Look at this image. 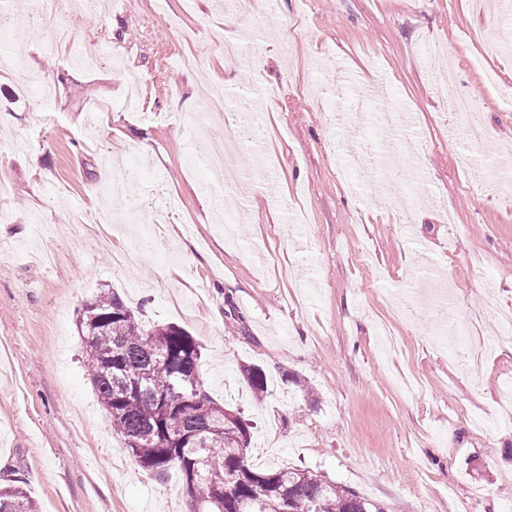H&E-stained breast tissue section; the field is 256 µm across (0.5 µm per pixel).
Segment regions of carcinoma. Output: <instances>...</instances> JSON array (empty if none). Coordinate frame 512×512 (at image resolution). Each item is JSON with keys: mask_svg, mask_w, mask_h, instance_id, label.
I'll list each match as a JSON object with an SVG mask.
<instances>
[{"mask_svg": "<svg viewBox=\"0 0 512 512\" xmlns=\"http://www.w3.org/2000/svg\"><path fill=\"white\" fill-rule=\"evenodd\" d=\"M92 352L85 367L112 430L137 464L158 477L178 469L189 512H385L352 488L306 468L260 471L251 464V421L217 403L200 371V348L174 324L143 326L113 292L79 317ZM253 393L265 389L242 367ZM0 512H39L20 484L0 483Z\"/></svg>", "mask_w": 512, "mask_h": 512, "instance_id": "carcinoma-1", "label": "carcinoma"}]
</instances>
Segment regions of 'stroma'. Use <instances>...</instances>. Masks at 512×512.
Instances as JSON below:
<instances>
[{
    "instance_id": "stroma-1",
    "label": "stroma",
    "mask_w": 512,
    "mask_h": 512,
    "mask_svg": "<svg viewBox=\"0 0 512 512\" xmlns=\"http://www.w3.org/2000/svg\"><path fill=\"white\" fill-rule=\"evenodd\" d=\"M114 0L109 12L56 0L26 18L0 0V480L23 481L40 512H187L180 472L139 467L97 401L77 316L103 289L144 324L180 326L201 347L209 394L244 411L261 470L300 466L356 489L391 512H504L512 504V335L492 310L512 307V192L492 193L488 169L464 170L467 146L512 143V57L485 54L477 34L512 19L472 0ZM73 31L50 40L56 21ZM250 30L243 54L224 42ZM448 48L450 69L420 48ZM109 44L122 57L80 71L69 56ZM197 54L230 99L251 98L260 142L237 137L226 168L208 169L209 138L188 126L202 107ZM45 94H27L40 72ZM357 93L376 76L413 116L427 154L367 198L341 169L346 143L369 137L367 172L400 140L366 118L337 119V76ZM482 107L466 141L450 138L448 103ZM153 151L139 152L142 139ZM249 184L235 199L237 235L217 224L214 187ZM420 202L401 218L392 200ZM94 225L73 240L69 224ZM129 254L125 268L111 253ZM455 285L454 318L472 310L489 342L477 372L464 347L433 335L429 291L408 277ZM261 368L253 396L241 366Z\"/></svg>"
}]
</instances>
